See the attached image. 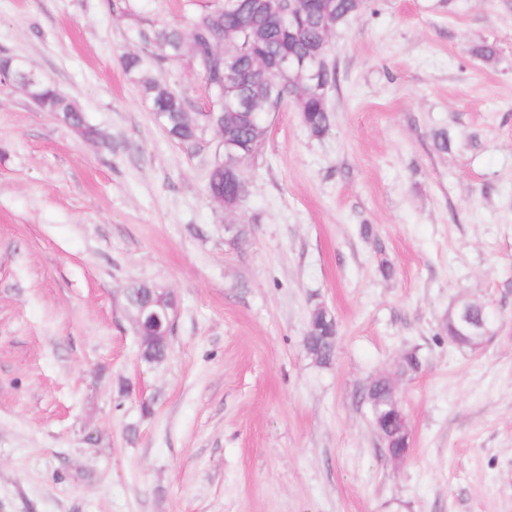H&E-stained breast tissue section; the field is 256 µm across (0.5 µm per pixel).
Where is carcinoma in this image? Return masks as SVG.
I'll return each instance as SVG.
<instances>
[{
	"label": "carcinoma",
	"mask_w": 512,
	"mask_h": 512,
	"mask_svg": "<svg viewBox=\"0 0 512 512\" xmlns=\"http://www.w3.org/2000/svg\"><path fill=\"white\" fill-rule=\"evenodd\" d=\"M364 8V0H303L294 5L289 0H214L191 16L184 26L169 25L142 17L131 31L130 40L137 50L121 55L122 68L138 84L149 103L155 122L174 142L197 149L205 143L204 133L213 129L220 140L240 145L236 166H214L209 172L207 194L211 200L237 201L239 172L252 166V148L264 139L271 113L288 103L300 114L303 125L314 136L330 129L329 91L336 84V72L327 66L318 74V84L288 88L293 74L283 75L274 62L288 58L310 65L314 53L328 50L323 42V19L350 18ZM196 66L215 106L197 119L187 112L184 98L159 83L153 65L183 58ZM23 89L41 112L57 116L81 136L102 140L104 135L89 126L76 103L62 95L40 75H28V67L19 58L0 57V84ZM128 306L150 302L175 305L170 292L152 284L141 283L126 293ZM467 312L471 325L460 332L459 317ZM485 312L462 303L448 315V342L456 346H475L482 341ZM336 323L324 317V309L312 311L307 326V350L321 364L335 355ZM166 340L139 342L140 361L156 365L168 356ZM366 399L379 408L392 402L386 379L378 377L366 390Z\"/></svg>",
	"instance_id": "carcinoma-1"
}]
</instances>
